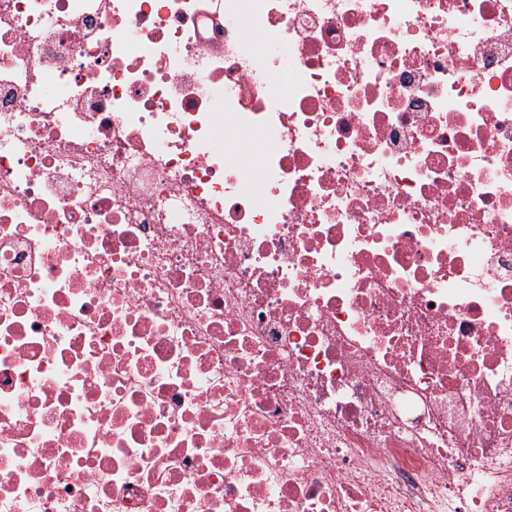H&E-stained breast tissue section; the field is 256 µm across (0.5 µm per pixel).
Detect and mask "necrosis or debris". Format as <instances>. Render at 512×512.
Here are the masks:
<instances>
[{
	"mask_svg": "<svg viewBox=\"0 0 512 512\" xmlns=\"http://www.w3.org/2000/svg\"><path fill=\"white\" fill-rule=\"evenodd\" d=\"M0 512H512V0H0Z\"/></svg>",
	"mask_w": 512,
	"mask_h": 512,
	"instance_id": "4bbe7bcc",
	"label": "necrosis or debris"
}]
</instances>
